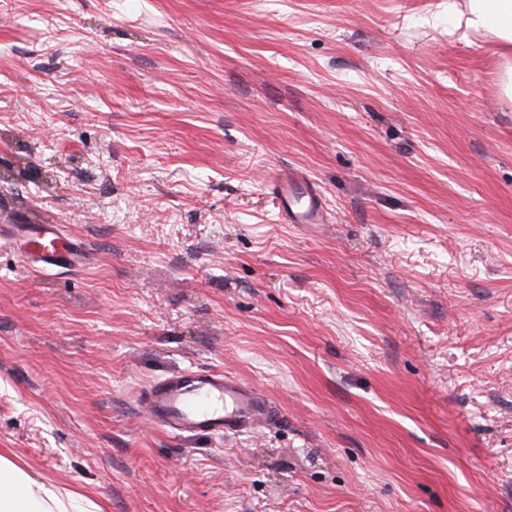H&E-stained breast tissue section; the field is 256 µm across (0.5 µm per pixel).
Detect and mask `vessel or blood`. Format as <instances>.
I'll list each match as a JSON object with an SVG mask.
<instances>
[{
    "label": "vessel or blood",
    "mask_w": 512,
    "mask_h": 512,
    "mask_svg": "<svg viewBox=\"0 0 512 512\" xmlns=\"http://www.w3.org/2000/svg\"><path fill=\"white\" fill-rule=\"evenodd\" d=\"M274 190L287 223H323V202L312 185L284 175ZM25 232L34 262L58 267L83 265L84 254L56 227L29 224ZM146 401L153 420L173 432L240 433L280 417L272 402L220 370L188 371L156 381L148 387Z\"/></svg>",
    "instance_id": "1"
}]
</instances>
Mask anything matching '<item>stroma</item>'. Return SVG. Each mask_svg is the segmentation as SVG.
Wrapping results in <instances>:
<instances>
[{
  "mask_svg": "<svg viewBox=\"0 0 512 512\" xmlns=\"http://www.w3.org/2000/svg\"><path fill=\"white\" fill-rule=\"evenodd\" d=\"M465 7L0 0V453L104 512H512V53ZM211 369L281 421H150ZM274 190L287 223H323V202L312 185L293 176L284 175L276 181ZM29 255L34 262L43 266H81L85 256L80 250H75L70 241L62 237L55 226L51 224H26Z\"/></svg>",
  "mask_w": 512,
  "mask_h": 512,
  "instance_id": "obj_1",
  "label": "stroma"
}]
</instances>
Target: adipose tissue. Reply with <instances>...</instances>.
I'll list each match as a JSON object with an SVG mask.
<instances>
[{
  "label": "adipose tissue",
  "instance_id": "adipose-tissue-1",
  "mask_svg": "<svg viewBox=\"0 0 512 512\" xmlns=\"http://www.w3.org/2000/svg\"><path fill=\"white\" fill-rule=\"evenodd\" d=\"M459 23L466 30L493 34L512 49V0H467ZM0 512H103L89 494H80L34 481L12 459L0 454Z\"/></svg>",
  "mask_w": 512,
  "mask_h": 512
}]
</instances>
